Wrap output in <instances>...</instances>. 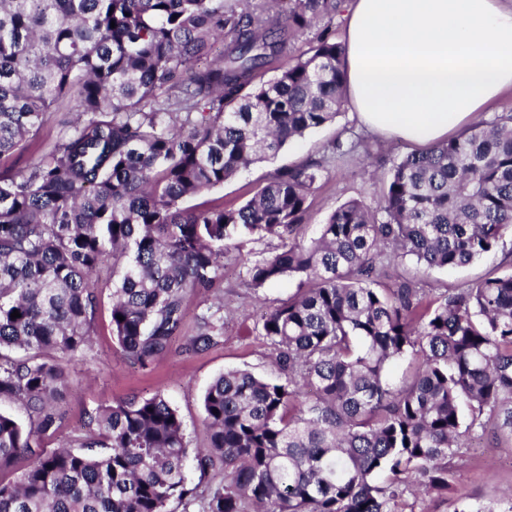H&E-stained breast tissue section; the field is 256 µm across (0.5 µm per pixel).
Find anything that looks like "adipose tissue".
<instances>
[{
  "label": "adipose tissue",
  "instance_id": "ef3b65f1",
  "mask_svg": "<svg viewBox=\"0 0 512 512\" xmlns=\"http://www.w3.org/2000/svg\"><path fill=\"white\" fill-rule=\"evenodd\" d=\"M346 95L370 133L432 145L512 90V0H344Z\"/></svg>",
  "mask_w": 512,
  "mask_h": 512
}]
</instances>
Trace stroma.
Here are the masks:
<instances>
[{"label":"stroma","instance_id":"stroma-1","mask_svg":"<svg viewBox=\"0 0 512 512\" xmlns=\"http://www.w3.org/2000/svg\"><path fill=\"white\" fill-rule=\"evenodd\" d=\"M357 141L355 151L331 155L327 147L334 140ZM412 144L388 142L360 129L350 106H343L335 121L309 131L302 139L287 144L275 157L242 169L224 186L205 193V200H223L232 207L244 203L275 173L302 162L317 159L324 165V176L310 197V218L305 238L317 236L320 224L340 204L360 199L375 204L379 187L369 178L370 171L388 173L395 162L413 152ZM274 238L251 240L224 258V334L203 352L187 348L186 337L177 338L170 351L148 368L134 364L118 348L109 327L112 297V268L103 266L98 274L99 306L93 347L86 354L66 362L68 381L58 401L63 416L61 427L42 448L68 447L82 428L88 412L101 405H114L131 398H148L163 393L177 409L185 426L190 448L206 444L202 396L209 384L224 370L246 368L255 375L274 379L279 372L272 360L273 350L260 335L259 314L295 292L296 281L284 280L254 291L246 288L248 264L277 247ZM512 251V237H505L498 254L463 268L431 271L416 277L411 260L386 266L384 280L400 276L416 278L419 288L434 295L481 279L499 265L502 254ZM481 449L469 453L456 471L455 479L471 502L495 504L512 490V441H500L488 434L480 440Z\"/></svg>","mask_w":512,"mask_h":512}]
</instances>
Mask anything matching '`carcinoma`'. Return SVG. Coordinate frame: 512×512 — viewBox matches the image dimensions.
Here are the masks:
<instances>
[{"mask_svg": "<svg viewBox=\"0 0 512 512\" xmlns=\"http://www.w3.org/2000/svg\"><path fill=\"white\" fill-rule=\"evenodd\" d=\"M342 0H0V512H174L188 505L189 441L160 392L99 406L74 445L56 433L64 363L90 349L93 273L112 264L110 327L146 367L174 339L194 351L224 335V298L186 327L187 299L224 281L237 238H276L251 263L255 290L299 288L267 310L261 336L280 376L218 375L203 396L201 474L220 467L198 512H396L455 491L472 435L512 437V272L430 297L378 267L469 265L512 233V113L393 165L373 207L308 223L323 172L272 176L239 207L185 203L335 120L344 102ZM309 50L275 67L299 35ZM223 47L210 57L213 45ZM70 107L52 146L16 170L47 114ZM20 317L13 319L11 313ZM124 320L117 319V316ZM418 364L393 384L390 366ZM461 512H512L497 505Z\"/></svg>", "mask_w": 512, "mask_h": 512, "instance_id": "obj_1", "label": "carcinoma"}]
</instances>
